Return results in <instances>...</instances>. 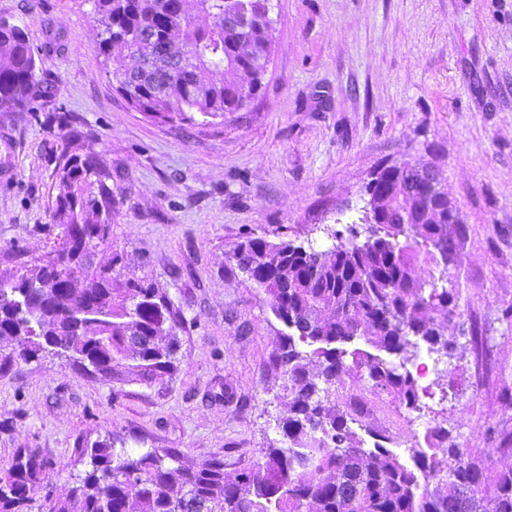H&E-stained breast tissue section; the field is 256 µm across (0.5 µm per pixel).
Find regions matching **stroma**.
Instances as JSON below:
<instances>
[{
    "label": "stroma",
    "instance_id": "obj_1",
    "mask_svg": "<svg viewBox=\"0 0 512 512\" xmlns=\"http://www.w3.org/2000/svg\"><path fill=\"white\" fill-rule=\"evenodd\" d=\"M265 85L221 118L154 121L115 91L96 49L89 0H0L24 28L45 96L0 112V269L34 266L56 243L51 217L67 157L112 170L113 285L165 295L180 321L177 369L114 385L65 358L0 370V469L30 448L60 466L65 494L80 449L171 448L224 461L232 477L282 438L287 382L271 357L281 323L231 254L249 236L325 250L361 223L371 174L387 162L436 165L463 228L450 279L456 349L435 356L426 423L487 457L486 431L512 432V0H272ZM334 399L403 416L356 375Z\"/></svg>",
    "mask_w": 512,
    "mask_h": 512
}]
</instances>
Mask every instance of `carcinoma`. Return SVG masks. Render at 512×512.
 Wrapping results in <instances>:
<instances>
[{"label":"carcinoma","mask_w":512,"mask_h":512,"mask_svg":"<svg viewBox=\"0 0 512 512\" xmlns=\"http://www.w3.org/2000/svg\"><path fill=\"white\" fill-rule=\"evenodd\" d=\"M89 2L104 61L136 60L112 70L116 90L154 121L222 117L263 88L252 62L268 53V0H195L193 12L187 0ZM226 63L247 81L227 79ZM45 93L24 29L0 17V112H20ZM414 176L409 162L382 167L366 192L377 193L374 181L401 189L375 200L377 224L364 240L353 225L332 255L263 237L232 252L285 327L273 355L292 396L280 445L230 481L218 458L189 462L169 448L132 452L99 441L82 449L84 474L63 497L43 492L50 464L25 448L0 470V512H512L511 467L473 464L440 426L409 465L355 409L331 404L342 375L356 371L374 394L414 410L413 374L395 357L420 343L443 356L454 349L436 315L451 319L459 309L448 264L459 261L451 236L463 234L450 229L448 216L458 213L443 193L419 198L403 189ZM59 180L58 247L33 273L0 272V337L15 342L3 366L52 352L115 384L174 372L179 322L170 302L141 282L112 287V266L95 264L112 233V173L90 153L67 158ZM421 265L428 276L417 274ZM309 359L318 363L314 374ZM489 439L493 455L512 456L511 433Z\"/></svg>","instance_id":"obj_1"}]
</instances>
